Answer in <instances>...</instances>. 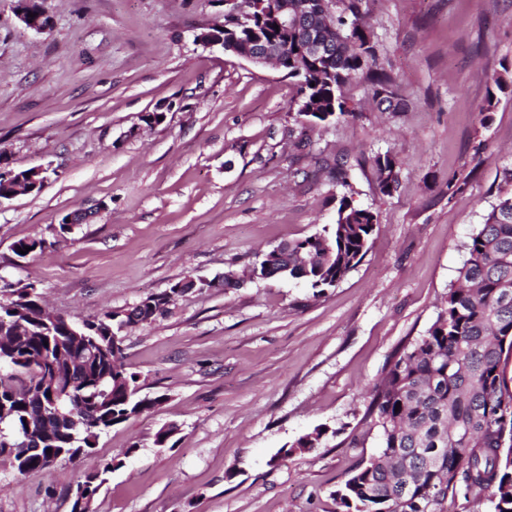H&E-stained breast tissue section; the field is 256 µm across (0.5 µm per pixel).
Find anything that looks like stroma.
Here are the masks:
<instances>
[{
    "mask_svg": "<svg viewBox=\"0 0 512 512\" xmlns=\"http://www.w3.org/2000/svg\"><path fill=\"white\" fill-rule=\"evenodd\" d=\"M52 31L0 0V164L43 167L40 193L0 201V279L34 284L72 320L192 278L156 321L123 334V362L156 408L102 434L93 458L30 477L0 461V512H71L97 462L119 468L91 512H336L332 491L375 454L372 390L425 333L465 244L512 168V0H369L365 23L403 106L363 78L350 114L310 126L295 79L196 45L224 0H40ZM507 85L497 89V78ZM162 112L149 127L147 112ZM398 182L381 193L372 158ZM350 166L351 192L330 170ZM467 178L463 193L448 182ZM378 228L362 262L314 295L292 279L221 286L260 254L335 223L343 194ZM83 208L86 224L59 234ZM41 238L43 250L12 246ZM177 432L153 444L164 426ZM320 447L273 463L300 435ZM28 0L15 1L14 8L18 19L24 26L40 34H46L50 31V26L43 23V16L34 12L30 8ZM29 13L35 14V17H29Z\"/></svg>",
    "mask_w": 512,
    "mask_h": 512,
    "instance_id": "stroma-1",
    "label": "stroma"
}]
</instances>
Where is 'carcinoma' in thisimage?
<instances>
[{
  "mask_svg": "<svg viewBox=\"0 0 512 512\" xmlns=\"http://www.w3.org/2000/svg\"><path fill=\"white\" fill-rule=\"evenodd\" d=\"M309 26L329 32L333 51L328 68L306 64L298 48L305 33L288 34L283 71L298 76L301 102L318 97L329 116L350 113L344 88L358 74L373 72L376 53L362 21L363 0H321ZM273 4L257 11L251 24L267 43L279 45ZM374 97L393 105L388 77H371ZM381 192L397 182L394 160L374 158ZM374 214L343 195L336 223L311 237L276 246L254 264L257 279L288 277L305 281L313 295L338 285L368 251ZM466 259L457 284L424 335L404 346L374 391L367 417L379 433V451L363 459L331 493L336 512H447L448 496L461 491L486 500L490 512H512V391L501 369L512 354V193L499 197L484 224L465 244ZM0 358L28 374L14 383L0 377V457L27 477L47 469L52 458L70 453L88 457L112 426L161 404L163 396L141 394L139 376L126 369L112 338L127 324H145L165 315L179 297L176 288L150 295L121 310H105L80 323L54 317L41 305L33 285L0 287ZM51 354L52 364L38 362ZM55 429L52 437L28 432L25 419L38 411ZM328 427L318 426L281 449L276 459L318 447ZM122 462L101 464L86 477L90 506L107 475Z\"/></svg>",
  "mask_w": 512,
  "mask_h": 512,
  "instance_id": "cac0c4a2",
  "label": "carcinoma"
}]
</instances>
